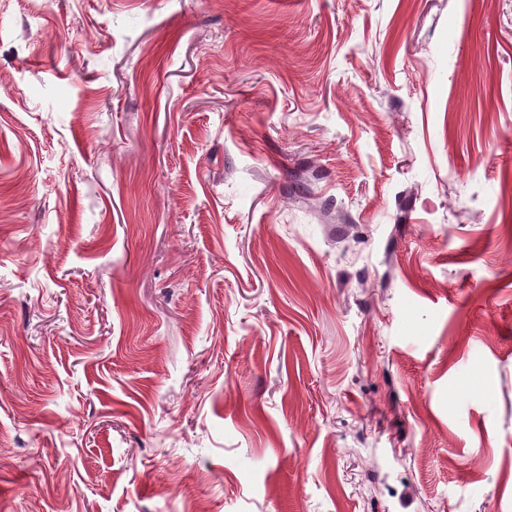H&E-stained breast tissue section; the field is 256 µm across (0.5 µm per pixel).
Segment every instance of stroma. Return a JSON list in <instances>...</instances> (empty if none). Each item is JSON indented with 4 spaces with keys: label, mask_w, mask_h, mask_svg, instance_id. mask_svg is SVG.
Listing matches in <instances>:
<instances>
[{
    "label": "stroma",
    "mask_w": 512,
    "mask_h": 512,
    "mask_svg": "<svg viewBox=\"0 0 512 512\" xmlns=\"http://www.w3.org/2000/svg\"><path fill=\"white\" fill-rule=\"evenodd\" d=\"M0 512H512V0H0Z\"/></svg>",
    "instance_id": "35a3bbf8"
}]
</instances>
